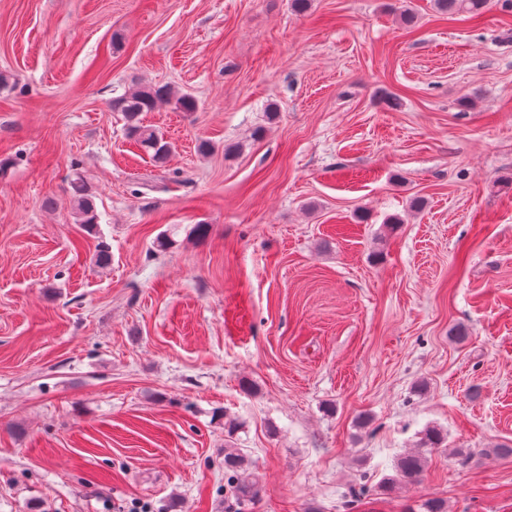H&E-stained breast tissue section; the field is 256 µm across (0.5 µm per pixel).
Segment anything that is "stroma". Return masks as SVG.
<instances>
[{
	"mask_svg": "<svg viewBox=\"0 0 512 512\" xmlns=\"http://www.w3.org/2000/svg\"><path fill=\"white\" fill-rule=\"evenodd\" d=\"M0 73V512H234L228 445L249 512H512V15L0 0ZM162 103L173 105L175 109L182 112L196 110V101L191 95L150 84L142 85L112 103L113 110L123 112L128 134L156 163H164L167 160L172 152V144L156 129L143 126L140 115L143 112L153 111ZM68 195L78 224H83L89 230L96 231L98 214L95 208L94 195L81 176L76 175L70 179ZM241 471L242 455L238 448H224V490L236 503L245 506L254 501L258 483ZM426 458L419 452H408L397 459L395 465L396 475L384 482V491L391 492L398 482H416L423 472Z\"/></svg>",
	"mask_w": 512,
	"mask_h": 512,
	"instance_id": "35a3bbf8",
	"label": "stroma"
}]
</instances>
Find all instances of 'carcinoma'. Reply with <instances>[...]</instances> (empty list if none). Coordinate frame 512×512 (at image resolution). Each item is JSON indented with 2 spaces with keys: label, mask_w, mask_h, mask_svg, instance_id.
Masks as SVG:
<instances>
[{
  "label": "carcinoma",
  "mask_w": 512,
  "mask_h": 512,
  "mask_svg": "<svg viewBox=\"0 0 512 512\" xmlns=\"http://www.w3.org/2000/svg\"><path fill=\"white\" fill-rule=\"evenodd\" d=\"M489 3L490 0H434V7L437 12L450 17L465 15L469 19H477L486 12ZM162 103L170 104L182 112L196 110V101L191 95L150 84L142 85L112 103V109L123 113L128 134L156 163L167 160L172 152V144L159 131L142 125L140 115L153 111ZM68 195L76 221L91 231L96 230L98 214L94 195L81 176L76 175L70 179ZM425 464L426 458L419 452L400 456L395 465L396 475L384 482V491H391L399 482L418 481ZM224 490L243 506L253 502L257 495V481L242 475V455L236 448L224 449Z\"/></svg>",
  "instance_id": "1"
}]
</instances>
